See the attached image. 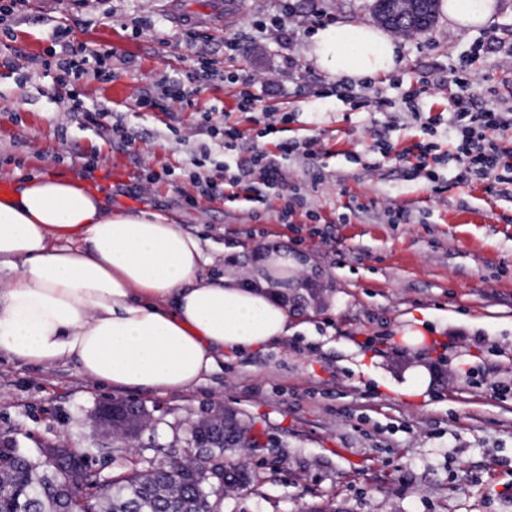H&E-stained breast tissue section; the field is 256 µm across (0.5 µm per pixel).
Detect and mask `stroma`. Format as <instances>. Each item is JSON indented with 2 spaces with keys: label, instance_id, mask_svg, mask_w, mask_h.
<instances>
[{
  "label": "stroma",
  "instance_id": "stroma-1",
  "mask_svg": "<svg viewBox=\"0 0 512 512\" xmlns=\"http://www.w3.org/2000/svg\"><path fill=\"white\" fill-rule=\"evenodd\" d=\"M224 3L36 0L15 16L9 33L0 32V58L11 61L0 66V193L41 173L87 180L111 195L113 208L158 212L200 236L217 273L253 277L255 254L294 250L303 260L288 279L297 332L249 354L225 352L199 386L168 393L97 387L72 362L47 368L1 359L0 434L30 451L68 441L113 477L183 451L193 423L228 409L253 424L260 445L240 456L255 480L224 495V512H512V389L494 384L512 378V200L476 183L437 199L422 182L405 180L401 161L365 165L379 131L403 148L420 127L403 113L318 95L307 18L316 7L336 23L372 25L373 0H239L232 13ZM496 3L487 26L455 28L441 14L431 29L400 40L401 65L376 75L373 89L396 98L403 87L446 81L449 67L472 63L499 95L512 96V0ZM134 14L168 34L189 22L205 38L189 48L134 36ZM61 23L75 40L122 59L112 82L73 88L111 101L137 137L138 159L111 147L105 130L75 121L52 79L35 73L34 58H47ZM236 35L241 43L229 50L225 41ZM479 43L484 52H476ZM202 57L242 79L274 73L257 91L262 102L287 104L298 114L293 135L319 139L316 166L289 167L329 218L328 242L311 238L310 225L279 221L286 201L277 189L259 203L182 202L191 160L208 142L196 131L197 111L220 101L224 121H237L235 90L215 81L195 107L167 112L133 102L163 79L186 77ZM91 155L97 167L87 177ZM142 166L174 168L175 184L137 193ZM396 206L409 209L408 223L388 222L385 212ZM408 328L424 333L420 349L403 343ZM416 365L430 381L408 398L398 389ZM104 399L149 411L134 447L94 435L93 410Z\"/></svg>",
  "mask_w": 512,
  "mask_h": 512
}]
</instances>
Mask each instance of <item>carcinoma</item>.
<instances>
[{
  "mask_svg": "<svg viewBox=\"0 0 512 512\" xmlns=\"http://www.w3.org/2000/svg\"><path fill=\"white\" fill-rule=\"evenodd\" d=\"M212 473L245 486L254 481L245 466L224 460L221 447L203 459L174 456L134 468L114 479L104 495L96 473L79 460L62 473L33 455H5L0 457V512H211L213 493L204 487Z\"/></svg>",
  "mask_w": 512,
  "mask_h": 512,
  "instance_id": "1",
  "label": "carcinoma"
}]
</instances>
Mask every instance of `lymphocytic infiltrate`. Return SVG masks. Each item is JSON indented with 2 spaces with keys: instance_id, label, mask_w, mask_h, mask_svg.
Returning a JSON list of instances; mask_svg holds the SVG:
<instances>
[{
  "instance_id": "obj_1",
  "label": "lymphocytic infiltrate",
  "mask_w": 512,
  "mask_h": 512,
  "mask_svg": "<svg viewBox=\"0 0 512 512\" xmlns=\"http://www.w3.org/2000/svg\"><path fill=\"white\" fill-rule=\"evenodd\" d=\"M55 40L60 48L54 56L58 70L53 81L66 86L69 80L107 82L112 78V52L104 48H92L70 38L68 26L55 29ZM223 73L211 62H200L192 84L180 81L162 82L160 95L150 94L137 98V108L155 109L160 102L168 106L192 105L197 85L222 78ZM483 75L471 69L452 70L448 83L453 92L448 99L447 115L424 116L419 108L420 98L427 94V87L406 92L403 97L405 110L418 123L422 136L408 147L414 158L405 171L409 180L425 182L431 192H447L449 182H481L491 196L512 199V104L499 99H482L478 93ZM236 110L241 118L234 124L221 120L222 106L211 105L200 112L201 128L214 146L233 150L252 143L249 157L235 167H222L215 173L196 175L192 181L198 194L207 200L242 199L248 202L261 200L264 190L279 188L288 193L289 208H300L304 200L297 193L295 182L290 181L286 160L299 158L316 161L321 150L313 137H282L283 126L295 120L294 113L261 105L259 97L249 90L235 93ZM66 110L78 118L81 124L107 130L109 141L116 148L126 149L134 145L135 138L119 121H111V109L89 95L68 94ZM275 136L273 149L257 147V137ZM448 138L451 151L440 152L439 141ZM447 166L453 172L452 180L440 175L439 166Z\"/></svg>"
}]
</instances>
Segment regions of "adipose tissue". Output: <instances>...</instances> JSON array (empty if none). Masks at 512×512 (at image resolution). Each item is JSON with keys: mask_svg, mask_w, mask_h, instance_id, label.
I'll return each mask as SVG.
<instances>
[{"mask_svg": "<svg viewBox=\"0 0 512 512\" xmlns=\"http://www.w3.org/2000/svg\"><path fill=\"white\" fill-rule=\"evenodd\" d=\"M495 0H444L448 23L488 24ZM323 74L358 80L400 64L381 29L327 25L310 37ZM204 243L159 213L116 211L103 193L48 173L0 194V355L72 361L96 384L153 392L199 384L225 351L291 336L276 289L214 276Z\"/></svg>", "mask_w": 512, "mask_h": 512, "instance_id": "ef3b65f1", "label": "adipose tissue"}]
</instances>
